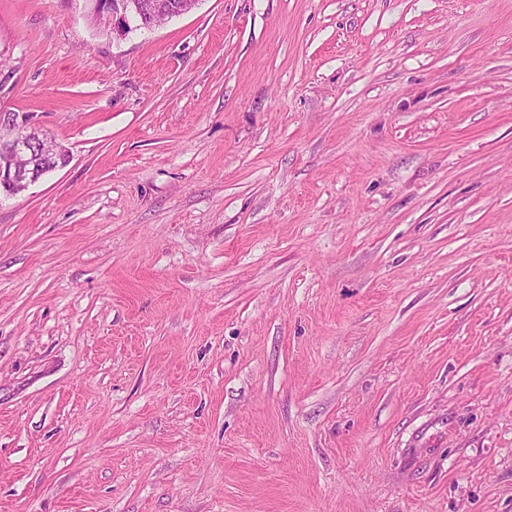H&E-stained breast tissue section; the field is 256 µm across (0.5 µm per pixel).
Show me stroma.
<instances>
[{
	"label": "stroma",
	"instance_id": "35a3bbf8",
	"mask_svg": "<svg viewBox=\"0 0 512 512\" xmlns=\"http://www.w3.org/2000/svg\"><path fill=\"white\" fill-rule=\"evenodd\" d=\"M0 0V512H512V0ZM151 0H106L104 2H97V12L95 18L98 24L103 26H112L114 31L117 28L120 20L126 21L128 14H138L143 21H145L143 15L151 10L154 4L145 11L144 3ZM130 16H128L129 18ZM28 115L0 113V196L17 195L38 182L45 174L69 162L68 151L40 130L32 127ZM19 129L22 136L10 134ZM26 158L29 168L17 164ZM47 165H52L46 168Z\"/></svg>",
	"mask_w": 512,
	"mask_h": 512
}]
</instances>
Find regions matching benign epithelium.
<instances>
[{"mask_svg":"<svg viewBox=\"0 0 512 512\" xmlns=\"http://www.w3.org/2000/svg\"><path fill=\"white\" fill-rule=\"evenodd\" d=\"M146 14L144 0H100L98 24L117 28L128 14ZM68 151L18 112L0 113V194L17 195L69 162Z\"/></svg>","mask_w":512,"mask_h":512,"instance_id":"7a95c632","label":"benign epithelium"}]
</instances>
